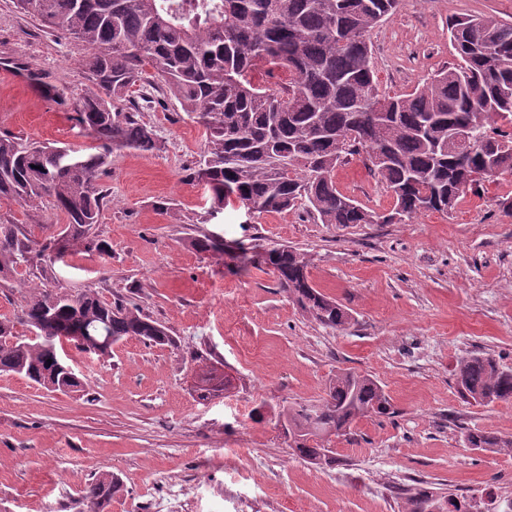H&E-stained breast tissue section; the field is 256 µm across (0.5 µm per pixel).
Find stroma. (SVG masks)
I'll return each instance as SVG.
<instances>
[{
    "mask_svg": "<svg viewBox=\"0 0 512 512\" xmlns=\"http://www.w3.org/2000/svg\"><path fill=\"white\" fill-rule=\"evenodd\" d=\"M459 15L512 21V0H401L368 33L381 91L409 93L451 66L448 23ZM83 53L0 0V133L91 145L72 119L92 87ZM142 93L163 148L113 154L95 229L112 253L66 257L52 284L137 303L173 342L130 338L107 357L65 345L85 383L76 392L0 373V512H80V490L104 472L121 484L107 512H405L400 488L414 481L440 498L488 488L512 498V453L464 443L470 431L512 438V402L472 405L454 385L458 360L474 352L512 367V174L466 189L449 213L395 224H322L235 203L215 212L189 178L204 127L152 88ZM334 179L368 209L393 206L363 157ZM162 199L172 212L156 211ZM6 221L42 240L65 219L2 201ZM202 235L240 254L277 244L307 253L312 282L351 323L320 326L270 272L192 249ZM339 371L377 380L395 412L332 439L336 461L318 468L294 454L278 412L321 403Z\"/></svg>",
    "mask_w": 512,
    "mask_h": 512,
    "instance_id": "35a3bbf8",
    "label": "stroma"
}]
</instances>
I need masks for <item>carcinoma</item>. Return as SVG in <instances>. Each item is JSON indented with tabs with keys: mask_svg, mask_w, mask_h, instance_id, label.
Returning a JSON list of instances; mask_svg holds the SVG:
<instances>
[{
	"mask_svg": "<svg viewBox=\"0 0 512 512\" xmlns=\"http://www.w3.org/2000/svg\"><path fill=\"white\" fill-rule=\"evenodd\" d=\"M15 0L18 11L81 43L79 65L94 89L78 100L75 120L96 145L86 149L26 142L0 135V200L48 202L64 214V228L41 244L15 224H0V282L20 265L50 251L54 258L84 248L101 254L111 246L94 235L106 191L99 178L113 153L161 149L152 125L140 118L135 87L154 85L200 120L206 143L190 178L204 182L214 209L236 197L258 213L300 208L322 224H394L424 212H450L460 192L491 177L512 173V134L490 136L499 120L512 124V22L495 17H458L451 43L471 49L458 62L413 92L383 94L375 79L366 33L395 14L400 0ZM259 69L285 70L288 81L261 84ZM384 103L386 110L377 111ZM465 123L472 151L451 145L454 126ZM364 156L392 193L385 213L365 208L334 181L336 166ZM192 246L222 257L230 247L209 237ZM305 316L329 328L351 321L348 309L310 280L307 254L280 245L252 255ZM33 327L41 345H0V372L45 386L51 379L84 387L47 348L66 336H110L117 344L135 337L172 342L168 330L136 306L104 302L95 291L71 294L37 288L12 318L0 319V336L16 325ZM458 392L488 406L512 401V368L474 353L454 371ZM394 413L373 378L339 372L316 406L282 410L290 447L306 463L335 461L330 438L351 434L352 425ZM466 444L512 452V438L469 432ZM119 491L117 478L102 473L82 492L84 512H106ZM440 499L420 487L407 512H432Z\"/></svg>",
	"mask_w": 512,
	"mask_h": 512,
	"instance_id": "obj_1",
	"label": "carcinoma"
}]
</instances>
